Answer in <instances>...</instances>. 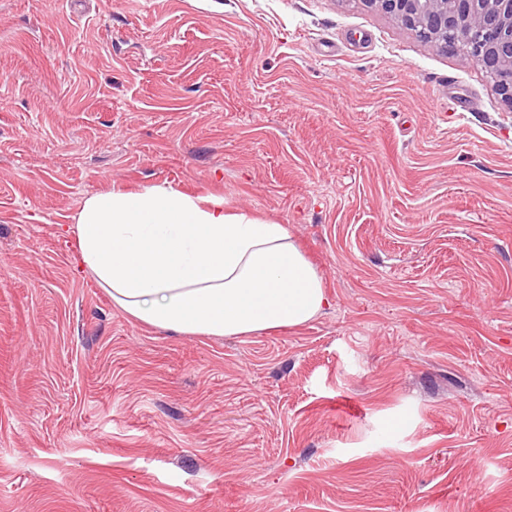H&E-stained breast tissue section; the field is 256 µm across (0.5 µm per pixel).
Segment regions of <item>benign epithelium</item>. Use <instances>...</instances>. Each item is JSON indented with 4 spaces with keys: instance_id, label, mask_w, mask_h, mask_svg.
Here are the masks:
<instances>
[{
    "instance_id": "obj_1",
    "label": "benign epithelium",
    "mask_w": 512,
    "mask_h": 512,
    "mask_svg": "<svg viewBox=\"0 0 512 512\" xmlns=\"http://www.w3.org/2000/svg\"><path fill=\"white\" fill-rule=\"evenodd\" d=\"M420 39L447 48L461 40L502 100L512 107V0H358Z\"/></svg>"
}]
</instances>
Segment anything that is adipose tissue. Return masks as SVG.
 <instances>
[{
	"label": "adipose tissue",
	"instance_id": "adipose-tissue-1",
	"mask_svg": "<svg viewBox=\"0 0 512 512\" xmlns=\"http://www.w3.org/2000/svg\"><path fill=\"white\" fill-rule=\"evenodd\" d=\"M66 231L80 270L161 330L248 336L302 326L329 304L285 225L225 213L217 197L112 188L86 197Z\"/></svg>",
	"mask_w": 512,
	"mask_h": 512
}]
</instances>
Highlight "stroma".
<instances>
[{
  "mask_svg": "<svg viewBox=\"0 0 512 512\" xmlns=\"http://www.w3.org/2000/svg\"><path fill=\"white\" fill-rule=\"evenodd\" d=\"M160 185L329 307L129 318L63 234ZM0 512H512V108L359 0H0Z\"/></svg>",
  "mask_w": 512,
  "mask_h": 512,
  "instance_id": "obj_1",
  "label": "stroma"
}]
</instances>
